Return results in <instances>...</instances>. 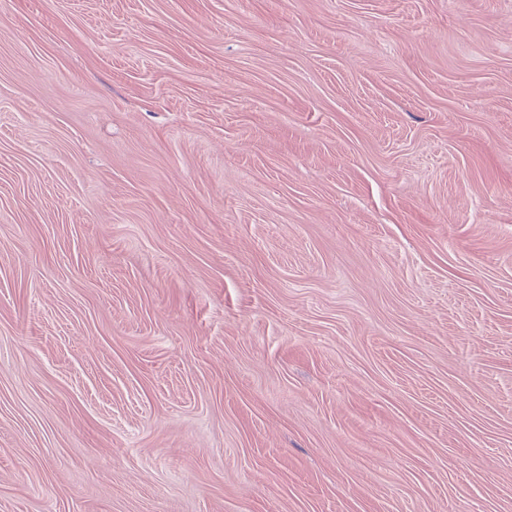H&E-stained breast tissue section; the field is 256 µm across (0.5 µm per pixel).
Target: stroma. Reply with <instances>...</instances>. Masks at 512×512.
I'll return each mask as SVG.
<instances>
[{
  "label": "stroma",
  "instance_id": "stroma-1",
  "mask_svg": "<svg viewBox=\"0 0 512 512\" xmlns=\"http://www.w3.org/2000/svg\"><path fill=\"white\" fill-rule=\"evenodd\" d=\"M0 512H512V0H0Z\"/></svg>",
  "mask_w": 512,
  "mask_h": 512
}]
</instances>
